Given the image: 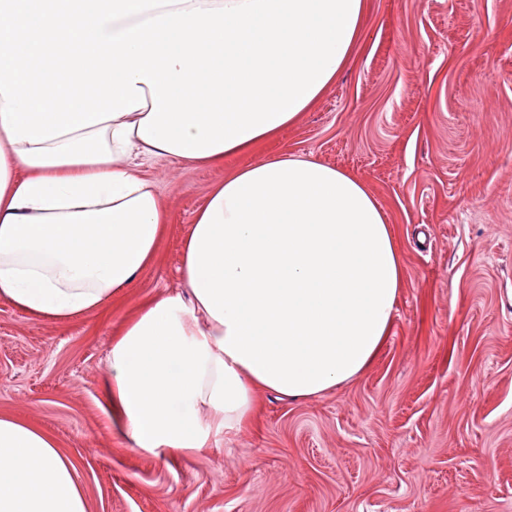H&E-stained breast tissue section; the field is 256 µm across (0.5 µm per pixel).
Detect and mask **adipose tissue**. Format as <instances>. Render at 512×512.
<instances>
[{
    "instance_id": "1",
    "label": "adipose tissue",
    "mask_w": 512,
    "mask_h": 512,
    "mask_svg": "<svg viewBox=\"0 0 512 512\" xmlns=\"http://www.w3.org/2000/svg\"><path fill=\"white\" fill-rule=\"evenodd\" d=\"M366 0H0V298L68 322L153 261L166 221L132 153L203 164L309 109L351 58ZM183 292L109 356L138 450L238 433L256 391L355 379L389 334L402 266L355 175L284 155L218 183L184 242ZM0 512H88L52 435L0 414Z\"/></svg>"
}]
</instances>
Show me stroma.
<instances>
[{
    "label": "stroma",
    "mask_w": 512,
    "mask_h": 512,
    "mask_svg": "<svg viewBox=\"0 0 512 512\" xmlns=\"http://www.w3.org/2000/svg\"><path fill=\"white\" fill-rule=\"evenodd\" d=\"M298 155L360 178L403 270L389 335L354 381L270 391L241 432L156 457L104 427L122 325L182 289L213 186ZM168 221L111 305L66 324L0 299V414L47 431L89 512H512V0H367L336 81L272 139L216 164L143 167Z\"/></svg>",
    "instance_id": "35a3bbf8"
}]
</instances>
